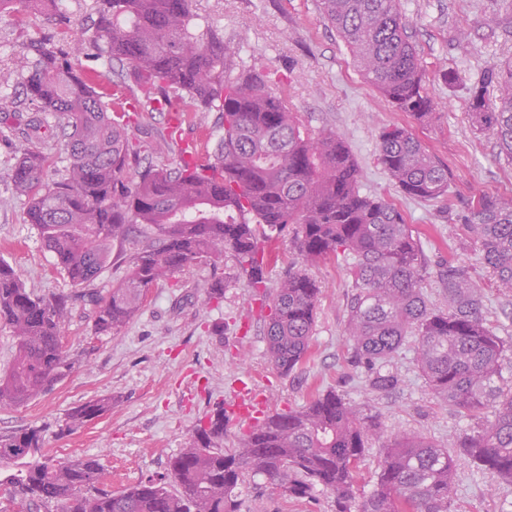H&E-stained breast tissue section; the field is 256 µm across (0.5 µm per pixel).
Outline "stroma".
<instances>
[{
  "instance_id": "35a3bbf8",
  "label": "stroma",
  "mask_w": 512,
  "mask_h": 512,
  "mask_svg": "<svg viewBox=\"0 0 512 512\" xmlns=\"http://www.w3.org/2000/svg\"><path fill=\"white\" fill-rule=\"evenodd\" d=\"M399 8L436 103L424 122L396 111L362 77L335 30L320 22L317 0L192 2L198 29L224 41L227 76L262 72L311 133L336 132L358 164L362 192L402 212L430 267L448 261L467 265L483 290L488 325L498 335H510L512 298L496 288L464 224L480 195L512 197V158L501 154L494 137L475 131L468 108L469 89L485 70L512 59V0H399ZM58 38L57 29L39 17L28 18L21 28L13 18L0 19V70L9 69L26 46H49ZM0 98L16 104L15 112H0V258L34 295L76 298L78 286L26 223L27 199L11 179L18 150L37 144L15 118L25 109L21 84H6ZM171 126L169 113L147 110L133 117L128 134L133 142L153 146L150 163L171 167L179 141H197L205 159L221 134L215 111L188 113L179 131ZM392 126L405 127L447 166V196L421 201L400 192L378 161L380 135ZM308 272L321 287L310 354L288 375L268 360V308L248 288L232 253L201 259L158 282L137 315L111 336L95 332L91 306L76 298L63 335L74 369L27 405L0 407V434L38 428L56 458L98 455L107 488L118 492L166 478L170 459L185 448L200 420L215 405L234 404L237 382L266 394L273 413L302 409L317 390L333 389L380 417V429L359 464L357 488L365 496L395 439L415 435L444 446L470 429V420L436 398L425 382L414 338H407L393 359L397 389L370 391L364 368L351 362L347 316L354 290L344 262L324 259ZM218 277L224 296L208 301L207 289ZM105 395L112 398L109 414L60 433L70 408ZM247 485L240 512H336L334 496L321 489L310 498L291 499L260 476L248 478ZM452 512H512V485L494 484L468 458L457 457Z\"/></svg>"
}]
</instances>
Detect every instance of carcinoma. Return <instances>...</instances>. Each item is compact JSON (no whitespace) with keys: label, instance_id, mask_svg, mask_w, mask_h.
<instances>
[{"label":"carcinoma","instance_id":"carcinoma-1","mask_svg":"<svg viewBox=\"0 0 512 512\" xmlns=\"http://www.w3.org/2000/svg\"><path fill=\"white\" fill-rule=\"evenodd\" d=\"M58 0H0V17L20 12L67 18ZM94 31L52 47L34 45L16 57L0 84L17 79L35 137L67 142L66 165L45 151L22 148L13 169L36 227L57 265L76 286L98 278L112 244L137 226L145 244L129 259L124 279L95 301L98 333L114 335L139 311L157 281L203 257L231 251L247 286L267 292L261 238L293 229L298 261L271 294L265 336L270 361L287 375L308 357L320 286L307 266L327 257L350 262L357 292L348 313L355 363L374 392L400 382L392 360L409 336L434 395L474 421L454 444L492 481L512 484V384L502 361L512 341L484 322V295L461 263L436 270L448 309L431 307L422 289L427 262L402 213L360 192L358 166L333 131L310 136L265 75L224 78V41L197 30L192 0H96ZM321 21L350 49L361 75L399 112L418 120L433 113L416 50L397 0H318ZM127 63L141 96L103 100L72 65L80 55ZM34 57H29V54ZM494 86L491 100L486 89ZM221 112L220 136L206 161L182 150L173 168L143 164L147 146L130 142L133 113ZM474 127L512 157V61L493 65L470 89ZM379 161L407 196L448 195V169L400 127L380 136ZM468 227L499 287L512 293V197H480ZM69 297L33 295L0 259V324L16 339L9 371L0 377V407L23 406L74 368L62 342ZM112 409V397L70 409L71 433ZM224 407L206 415L186 447L169 461L168 481L120 492L101 486L96 456L56 459L41 430L0 435V486L23 512H240L246 476L261 475L296 499L320 486L336 512H452L455 469L448 448L402 437L386 449L373 491L359 499L356 473L379 428L370 408L336 391L318 393L303 409L275 413L239 447L226 451Z\"/></svg>","mask_w":512,"mask_h":512}]
</instances>
